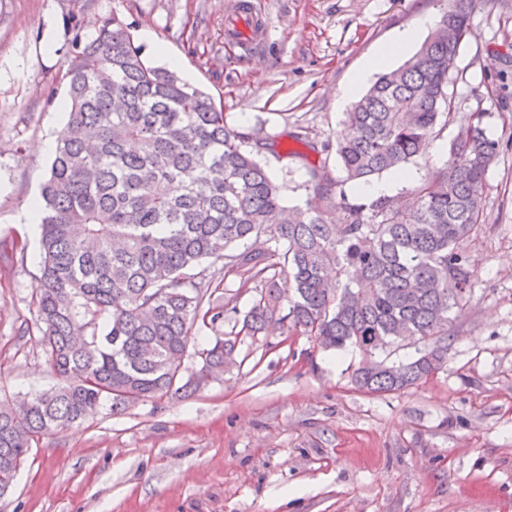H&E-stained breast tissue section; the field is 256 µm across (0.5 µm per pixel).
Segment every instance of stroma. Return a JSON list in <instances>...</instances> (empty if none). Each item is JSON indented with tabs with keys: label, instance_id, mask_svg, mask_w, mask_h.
Wrapping results in <instances>:
<instances>
[{
	"label": "stroma",
	"instance_id": "stroma-1",
	"mask_svg": "<svg viewBox=\"0 0 512 512\" xmlns=\"http://www.w3.org/2000/svg\"><path fill=\"white\" fill-rule=\"evenodd\" d=\"M229 0H0V399L54 387L40 343V199L68 113L66 69L103 18L130 24L153 65L206 90L230 127L277 139L261 164L283 203L306 207L327 168L333 195L361 197L329 143L339 88L366 92L367 59L448 0H258L273 28L243 52L224 39ZM448 85L453 120L404 196L444 166L460 125L481 114L500 154L484 223L468 245L472 296L448 325V366L404 391L354 388L359 350L296 331L245 340L220 380L36 440L0 512H512V0H477Z\"/></svg>",
	"mask_w": 512,
	"mask_h": 512
}]
</instances>
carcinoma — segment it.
<instances>
[{"label":"carcinoma","instance_id":"obj_1","mask_svg":"<svg viewBox=\"0 0 512 512\" xmlns=\"http://www.w3.org/2000/svg\"><path fill=\"white\" fill-rule=\"evenodd\" d=\"M474 6L449 0L419 49L352 104L336 140L346 180L406 166L450 121L444 25L469 31ZM67 77L69 119L41 193L36 289L41 345L61 383L0 400V488L14 486L32 441L104 405L118 413L168 393L190 397L224 373L245 339L272 329L361 350L352 382L370 394L447 367L448 323L475 277L466 247L481 230L483 182L499 153L481 120L459 128L448 163L405 206L389 196L337 202L332 177L314 170L326 204L292 211L255 159L276 153L275 137L231 128L210 94L148 64L118 15ZM230 272L254 284L241 319L233 298L212 300ZM197 326L215 337L187 376ZM426 337L414 355L393 358Z\"/></svg>","mask_w":512,"mask_h":512}]
</instances>
